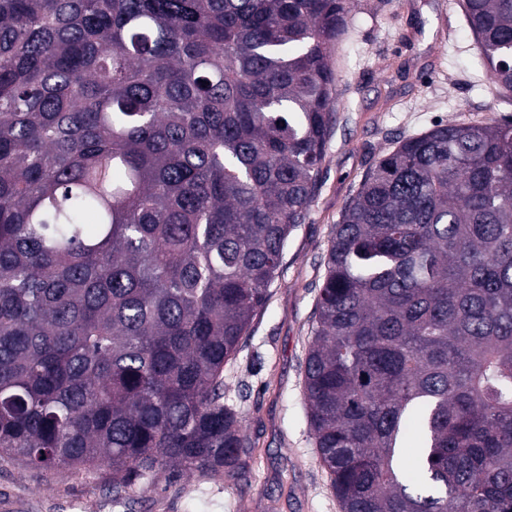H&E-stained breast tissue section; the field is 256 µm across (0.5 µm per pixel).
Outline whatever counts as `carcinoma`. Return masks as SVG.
Returning <instances> with one entry per match:
<instances>
[{
	"label": "carcinoma",
	"instance_id": "cac0c4a2",
	"mask_svg": "<svg viewBox=\"0 0 512 512\" xmlns=\"http://www.w3.org/2000/svg\"><path fill=\"white\" fill-rule=\"evenodd\" d=\"M460 4L512 98V0ZM349 12L0 0V460L105 465L116 500L246 480L224 365L307 219ZM311 334L341 512H512V119L395 141L336 224Z\"/></svg>",
	"mask_w": 512,
	"mask_h": 512
}]
</instances>
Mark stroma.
Listing matches in <instances>:
<instances>
[{"label": "stroma", "mask_w": 512, "mask_h": 512, "mask_svg": "<svg viewBox=\"0 0 512 512\" xmlns=\"http://www.w3.org/2000/svg\"><path fill=\"white\" fill-rule=\"evenodd\" d=\"M337 122L305 223L291 231L269 300L235 360L224 367L227 402L242 405L249 476L230 491L194 473L167 492L112 498L111 474L36 475L0 462V498L17 512H341L320 466L303 391L318 290L332 232L366 171L394 141L436 122L512 117L480 64L459 0H351L334 52Z\"/></svg>", "instance_id": "stroma-1"}]
</instances>
